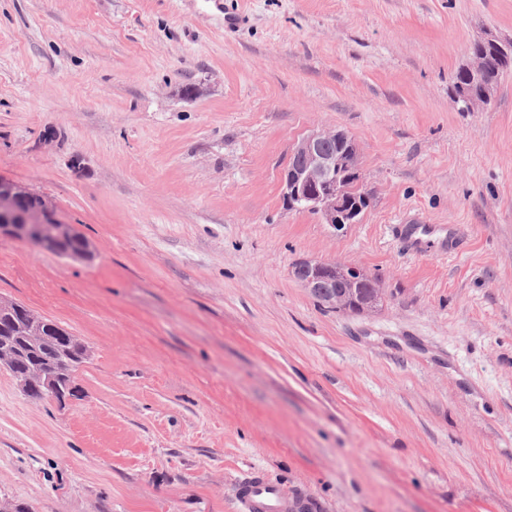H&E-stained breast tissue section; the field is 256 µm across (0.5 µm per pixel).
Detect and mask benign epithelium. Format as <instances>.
<instances>
[{
	"instance_id": "benign-epithelium-1",
	"label": "benign epithelium",
	"mask_w": 512,
	"mask_h": 512,
	"mask_svg": "<svg viewBox=\"0 0 512 512\" xmlns=\"http://www.w3.org/2000/svg\"><path fill=\"white\" fill-rule=\"evenodd\" d=\"M494 91L484 89L478 95L466 90L455 93L470 112L484 109ZM341 146L338 151L327 144ZM360 180L359 147L355 138L340 130H320L299 140L291 150L290 162L281 175L283 201L290 209H306L320 216L325 224L339 230L356 223L368 207L363 195L355 203L348 200V183ZM28 241L64 257H83L84 247L74 251L64 246L68 240H80L81 234L71 224L59 221L53 206L38 197L35 207L17 222L0 218V237ZM292 277L322 307L353 315H369L381 310L386 296L380 283L363 269L336 261L299 259L291 266ZM0 363L17 358H30L35 365L22 373L15 372L22 391L43 396L64 404L70 395L62 388L68 365L56 358L42 355L53 336L72 339L64 329L35 314L26 306L0 297Z\"/></svg>"
}]
</instances>
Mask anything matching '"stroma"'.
I'll return each instance as SVG.
<instances>
[{
  "label": "stroma",
  "mask_w": 512,
  "mask_h": 512,
  "mask_svg": "<svg viewBox=\"0 0 512 512\" xmlns=\"http://www.w3.org/2000/svg\"><path fill=\"white\" fill-rule=\"evenodd\" d=\"M512 0H0V177L88 240L0 237V296L91 354L66 408L0 368V498L31 512H239L261 472L320 512H512V69L452 81ZM359 145L370 205H284L314 130ZM466 224L407 252L393 225ZM300 258L382 311L320 307ZM291 275L320 306L336 312L369 315L386 303L379 281L357 266L299 259L292 264Z\"/></svg>",
  "instance_id": "stroma-1"
}]
</instances>
